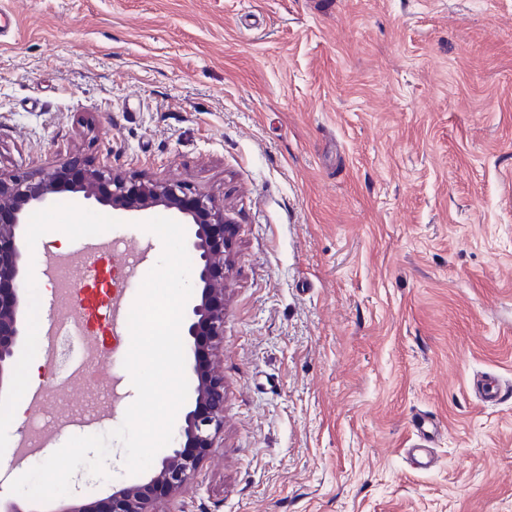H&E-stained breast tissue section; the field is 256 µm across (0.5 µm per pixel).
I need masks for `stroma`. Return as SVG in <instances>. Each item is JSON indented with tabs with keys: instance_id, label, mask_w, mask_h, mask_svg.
<instances>
[{
	"instance_id": "35a3bbf8",
	"label": "stroma",
	"mask_w": 512,
	"mask_h": 512,
	"mask_svg": "<svg viewBox=\"0 0 512 512\" xmlns=\"http://www.w3.org/2000/svg\"><path fill=\"white\" fill-rule=\"evenodd\" d=\"M0 171L79 157L224 202V429L163 512H512V0H0ZM121 225L107 240L147 241ZM26 338L40 400L0 395V501L16 432L121 425L136 393L102 355L108 419ZM437 423L436 467L406 450ZM82 472L80 498L132 483ZM410 422L417 437V442L413 445V448H408V456L417 468L429 470L436 464V459L432 455L431 444L437 433V426L425 414L412 416Z\"/></svg>"
}]
</instances>
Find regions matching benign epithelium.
I'll use <instances>...</instances> for the list:
<instances>
[{
  "mask_svg": "<svg viewBox=\"0 0 512 512\" xmlns=\"http://www.w3.org/2000/svg\"><path fill=\"white\" fill-rule=\"evenodd\" d=\"M80 193L86 200L123 209L133 215L162 206L190 224L186 249L198 299L182 322L193 360V404L184 417L171 452L146 482L125 485L95 500L75 499L57 512H160L158 504L183 492L224 427V374L214 368L224 342V270L226 248L235 225L224 217V205L209 195H188L182 186L150 178H131L100 170L79 160L50 167L36 176L0 173V392L10 386L18 346L26 336L25 244L23 230L30 213Z\"/></svg>",
  "mask_w": 512,
  "mask_h": 512,
  "instance_id": "benign-epithelium-1",
  "label": "benign epithelium"
}]
</instances>
